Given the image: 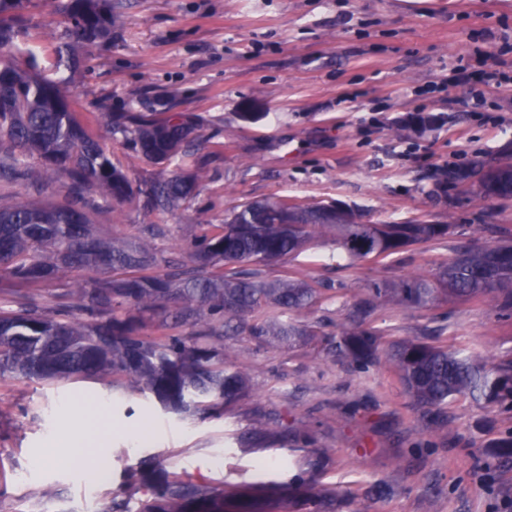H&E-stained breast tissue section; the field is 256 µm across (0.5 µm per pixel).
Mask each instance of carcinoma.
Here are the masks:
<instances>
[{"label":"carcinoma","mask_w":512,"mask_h":512,"mask_svg":"<svg viewBox=\"0 0 512 512\" xmlns=\"http://www.w3.org/2000/svg\"><path fill=\"white\" fill-rule=\"evenodd\" d=\"M24 0H0V180L39 186L38 171L70 180L72 199L25 201L0 206V280L41 287L61 284L59 301L46 306L21 295L16 307H0V378L52 383L71 378L120 375L146 398L175 413H214L248 393L249 379L224 362L220 340L244 332L294 347L317 340L330 357L364 372L379 361L385 331L371 326L380 302L391 296L404 307L426 308L444 295L472 301L491 297L493 311L512 317V230L487 244L459 231L457 224L412 219L402 224H365L351 209L295 204L284 198L255 201L212 224L190 245V263L166 257L136 242L111 244L91 230L97 204L137 201L152 210H173L191 199L207 177L206 167L165 180L132 179L112 163L108 148L91 135L72 108L69 80L47 79L36 54L17 45L13 18ZM70 41L57 49L56 67L73 69L72 47H91L112 37L110 0H69L65 12ZM196 123L172 113L124 112L109 118L113 140L130 145L135 157L167 164L186 147ZM498 187L479 185L477 195L512 198V156L497 164ZM333 235L352 260L389 257L445 238L455 240L454 258L430 275L397 284L375 283L355 302L337 334L320 333L294 313L328 299L320 282L289 276L268 282L262 268L285 260L318 234ZM87 268L97 279L77 280ZM209 320L201 322V311ZM169 330L146 336L145 327ZM197 325L194 333L170 329ZM439 328L429 340L392 342L384 355L398 371L414 403L439 413L460 395L512 413V356L487 368L443 344ZM139 512H224V490L168 474L154 486L153 501Z\"/></svg>","instance_id":"1"}]
</instances>
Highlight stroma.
<instances>
[{
    "label": "stroma",
    "instance_id": "stroma-1",
    "mask_svg": "<svg viewBox=\"0 0 512 512\" xmlns=\"http://www.w3.org/2000/svg\"><path fill=\"white\" fill-rule=\"evenodd\" d=\"M67 0H28L20 45L34 48L46 76L65 41ZM111 40L69 72L75 112L90 120L114 163L143 178L160 168L105 135L109 112L199 117L184 166L206 165L195 197L174 211L101 203L100 237L140 241L163 255L187 253L200 225L220 224L243 203L285 197L340 204L368 224L424 218L512 228V200H486L444 178L450 163L473 171L512 154V81L483 86L482 124L453 82L458 66L512 78V0H112ZM445 83L444 92L414 88ZM379 124H368L371 113ZM432 116L422 135L407 123ZM453 255L439 240L400 257L350 261L331 238L264 267L338 287L324 332L378 281L425 275ZM376 324L388 340L422 338L444 326L449 348L494 365L512 353V319L491 300L440 302L428 309L384 303ZM225 361L250 379L248 395L203 419L164 411L126 378L35 383L0 380V512H102L115 496L150 499L149 481L129 487L144 458L183 479L241 491L296 478L332 490L321 505L285 500L274 512H502L512 500V460L492 453L512 431V414L461 397L428 414L380 363L364 372L330 359L320 344L293 348L251 336L224 340ZM105 398L98 445L108 482L87 479L74 460H34L76 424L75 406Z\"/></svg>",
    "mask_w": 512,
    "mask_h": 512
}]
</instances>
